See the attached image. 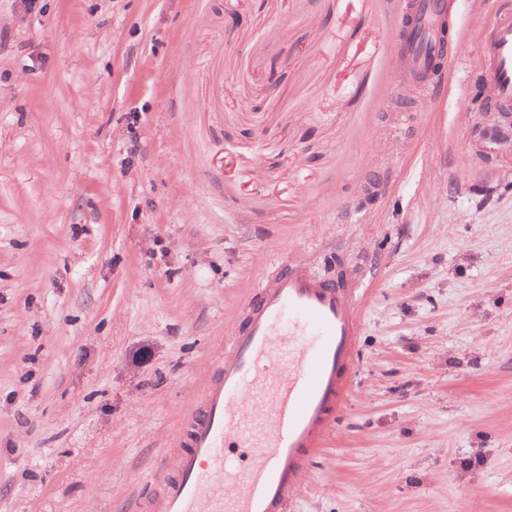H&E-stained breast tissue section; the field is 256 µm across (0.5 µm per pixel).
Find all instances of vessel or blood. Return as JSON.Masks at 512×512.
<instances>
[{
    "label": "vessel or blood",
    "mask_w": 512,
    "mask_h": 512,
    "mask_svg": "<svg viewBox=\"0 0 512 512\" xmlns=\"http://www.w3.org/2000/svg\"><path fill=\"white\" fill-rule=\"evenodd\" d=\"M447 14V0H403L397 18L398 75L422 96L433 93L434 63L446 56ZM478 63L491 90L486 111L512 112V13L484 30ZM359 290L297 267L268 272L190 414L160 512H284L342 407Z\"/></svg>",
    "instance_id": "b4317fda"
}]
</instances>
